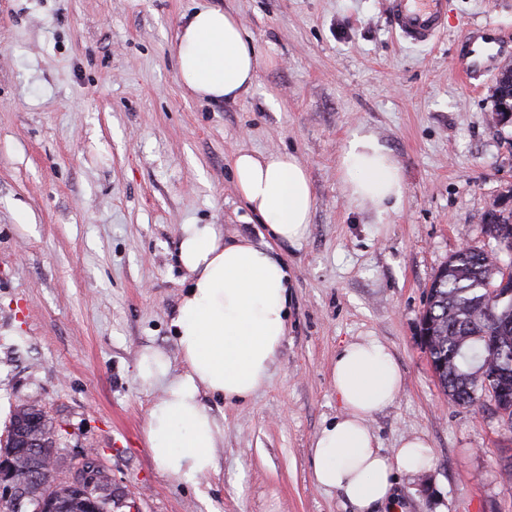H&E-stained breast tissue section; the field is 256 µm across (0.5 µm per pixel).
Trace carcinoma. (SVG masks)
<instances>
[{
  "instance_id": "1",
  "label": "carcinoma",
  "mask_w": 512,
  "mask_h": 512,
  "mask_svg": "<svg viewBox=\"0 0 512 512\" xmlns=\"http://www.w3.org/2000/svg\"><path fill=\"white\" fill-rule=\"evenodd\" d=\"M485 233L512 251V211L489 214ZM496 253L462 249L434 276L422 326L441 388L458 405L494 398L512 427V281Z\"/></svg>"
}]
</instances>
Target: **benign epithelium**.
I'll use <instances>...</instances> for the list:
<instances>
[{
	"label": "benign epithelium",
	"instance_id": "1",
	"mask_svg": "<svg viewBox=\"0 0 512 512\" xmlns=\"http://www.w3.org/2000/svg\"><path fill=\"white\" fill-rule=\"evenodd\" d=\"M497 101L495 117L501 124L512 123V65L502 68L493 87ZM43 408L30 402L17 407L10 418L6 438L0 442V507L6 512H59L57 495L47 490V482L37 473L21 466V459L41 448L48 453L45 468L56 470L53 432L44 428ZM67 484L82 499L86 512H112V485L105 487L83 468L81 462L71 464Z\"/></svg>",
	"mask_w": 512,
	"mask_h": 512
}]
</instances>
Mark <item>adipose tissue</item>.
Masks as SVG:
<instances>
[{
    "mask_svg": "<svg viewBox=\"0 0 512 512\" xmlns=\"http://www.w3.org/2000/svg\"><path fill=\"white\" fill-rule=\"evenodd\" d=\"M179 82L198 99H237L256 84L258 56L231 13L198 10L175 44ZM233 169L240 196L268 232V240L228 241L218 224L182 227L179 262L188 284L171 320L183 368L167 353L143 349L137 376L160 388L145 439L157 467L194 484L217 472L224 421L206 399L243 403L268 383L288 334V268L272 241L301 243L315 201L306 167L289 153L239 151ZM348 199L358 208L387 213L401 204L405 184L392 152L364 127L354 128L337 158ZM331 380L341 411L315 435L312 480L337 490L354 512L392 506L396 479L428 470L432 454L419 435L382 453L372 417L393 403L402 374L388 349L363 337L340 347Z\"/></svg>",
    "mask_w": 512,
    "mask_h": 512,
    "instance_id": "1",
    "label": "adipose tissue"
}]
</instances>
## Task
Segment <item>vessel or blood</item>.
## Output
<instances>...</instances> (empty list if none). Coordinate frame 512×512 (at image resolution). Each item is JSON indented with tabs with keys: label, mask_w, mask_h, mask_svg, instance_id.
Wrapping results in <instances>:
<instances>
[{
	"label": "vessel or blood",
	"mask_w": 512,
	"mask_h": 512,
	"mask_svg": "<svg viewBox=\"0 0 512 512\" xmlns=\"http://www.w3.org/2000/svg\"><path fill=\"white\" fill-rule=\"evenodd\" d=\"M387 11L400 36L415 44H431L448 24L447 0H387ZM489 43V38L469 36L465 53L454 58L457 72L474 78L482 67Z\"/></svg>",
	"instance_id": "b4317fda"
}]
</instances>
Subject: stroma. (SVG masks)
<instances>
[{
  "label": "stroma",
  "instance_id": "stroma-1",
  "mask_svg": "<svg viewBox=\"0 0 512 512\" xmlns=\"http://www.w3.org/2000/svg\"><path fill=\"white\" fill-rule=\"evenodd\" d=\"M387 0H0V437L39 400L63 426L59 470L88 449L126 492L113 512H351L312 481L311 443L336 416L330 368L370 336L403 386L372 428L383 451L426 437L433 466L397 482V512H512V429L490 398L450 402L420 335L431 282L461 247L498 252L483 218L512 189V125L492 112L512 64V0H448V29L418 47ZM203 8L234 14L258 53L235 100L186 96L174 44ZM498 57L475 82L451 58L469 30ZM402 166L384 216L350 204L336 159L356 126ZM286 151L306 166L309 233L288 265L289 325L269 385L224 418L222 467L199 484L163 473L145 443L159 396L139 353L182 361L171 318L185 271L181 228L219 224L260 240L233 156Z\"/></svg>",
  "mask_w": 512,
  "mask_h": 512
}]
</instances>
